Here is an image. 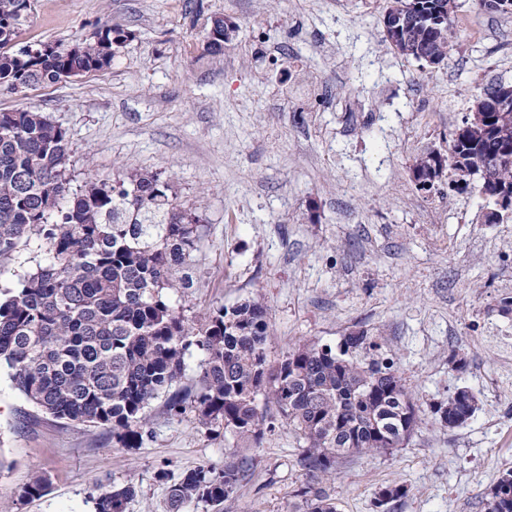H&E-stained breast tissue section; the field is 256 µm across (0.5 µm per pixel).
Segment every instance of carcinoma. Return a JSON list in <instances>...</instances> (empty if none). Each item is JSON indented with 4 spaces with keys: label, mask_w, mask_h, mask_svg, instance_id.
Instances as JSON below:
<instances>
[{
    "label": "carcinoma",
    "mask_w": 512,
    "mask_h": 512,
    "mask_svg": "<svg viewBox=\"0 0 512 512\" xmlns=\"http://www.w3.org/2000/svg\"><path fill=\"white\" fill-rule=\"evenodd\" d=\"M488 13H512V0H479ZM457 0H386L383 41L405 58L442 63L454 51ZM30 11L29 0H0V85L20 90L56 83L62 75L106 67L105 47L123 32L106 28L71 49L52 46L32 55L11 51ZM207 51L224 49V21L213 20ZM491 80L477 98L481 127L465 140L449 132L448 156L427 150L413 176L432 180L449 165L482 170L478 191L488 200L512 180V98H500ZM67 132L38 111H0V265L17 263L16 282L0 288V365L15 387L55 420L112 429L132 448L149 433L151 402L167 395L169 414L195 412L206 433L262 443L279 421L304 448L301 462L317 485L301 490L304 512H337L320 487L336 476L346 456H372L401 447L418 425V407L394 363L374 357L375 337L362 330L337 346L304 342L277 362L267 356L264 305L246 300L202 316L186 317L172 295L191 286L199 217L170 200L159 173L135 172L107 185L89 182L72 193L64 177ZM38 242L39 256L24 257ZM201 351L198 387L179 388L185 357ZM476 399L448 398L433 407L440 425L464 426ZM244 462L199 467L169 487L167 512L186 505H219L243 480ZM34 477L19 499L42 496ZM128 483L95 499V512H124L136 495ZM387 485L373 498L374 512H391L405 497ZM486 512H512V469L484 492Z\"/></svg>",
    "instance_id": "carcinoma-1"
}]
</instances>
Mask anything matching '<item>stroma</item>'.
<instances>
[{"instance_id":"obj_1","label":"stroma","mask_w":512,"mask_h":512,"mask_svg":"<svg viewBox=\"0 0 512 512\" xmlns=\"http://www.w3.org/2000/svg\"><path fill=\"white\" fill-rule=\"evenodd\" d=\"M461 3L481 39L423 67L383 42L384 0H31L14 49H69L109 27L127 38L107 68L0 88V110L66 129L72 191L157 172L199 215L192 286L173 298L185 315L263 302L273 362L306 341L379 337L422 422L404 447L339 459L325 485L339 512H372L392 483L408 489L393 512H485L483 491L512 467V363L492 343L512 336L498 313L512 296V217L487 223L477 190L420 191L410 170L447 151L490 80L512 84V15ZM214 16L234 27L218 55L205 50ZM461 388L477 410L451 431L431 406ZM150 414L151 437L124 448L111 430L38 412L1 366L0 512H93L129 482L125 512H163L184 472L223 467L224 440L194 413L170 415L160 397ZM236 452L247 473L234 493L186 512H298L313 477L293 431ZM36 475L46 493L19 500Z\"/></svg>"}]
</instances>
